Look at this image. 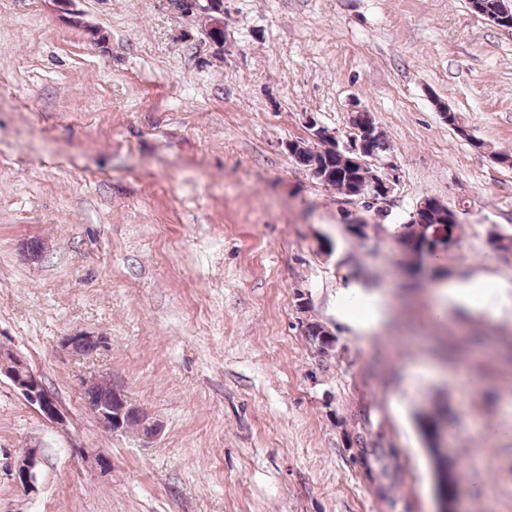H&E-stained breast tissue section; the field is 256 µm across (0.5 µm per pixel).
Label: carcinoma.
<instances>
[{"instance_id": "obj_1", "label": "carcinoma", "mask_w": 512, "mask_h": 512, "mask_svg": "<svg viewBox=\"0 0 512 512\" xmlns=\"http://www.w3.org/2000/svg\"><path fill=\"white\" fill-rule=\"evenodd\" d=\"M483 12L503 19L500 27L512 30V4L509 0H480ZM207 36L216 44L215 56L224 54V8L211 14ZM350 124L360 129H371L375 132L370 142L369 157L377 158L386 151L384 132L379 129L370 113L362 111L349 118ZM289 152L295 163L307 169L310 175L321 184L332 187L347 197L355 183H365L375 179L372 168L365 164L353 163L349 156L336 151V145L322 138L320 143L308 145L303 142L289 143ZM421 211L422 222L405 224L396 237L401 251L405 256L406 271L409 276H416L420 270V260L424 254L439 256L460 243L461 222L456 212L448 209L442 202L434 198L423 201ZM489 244L497 253H512V234L497 231L490 234ZM305 332L310 341L320 350L326 352L334 347L336 338L318 322L307 325ZM90 399L100 403L112 402L113 410L122 411L126 428L139 430L143 419L139 411L133 407L126 409L118 405V400H109V392L100 389L89 393ZM417 428L427 445L437 478V491L446 501L448 512H453L454 501L460 492V460L448 457L441 452L440 437L448 425V414L440 407L415 416Z\"/></svg>"}]
</instances>
